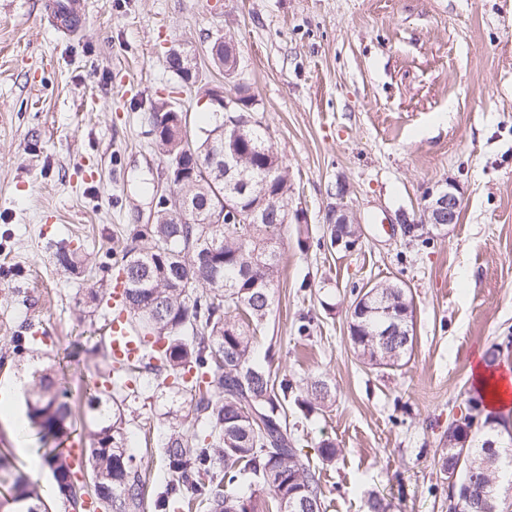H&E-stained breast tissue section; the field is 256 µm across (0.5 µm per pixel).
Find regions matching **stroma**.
Wrapping results in <instances>:
<instances>
[{
  "mask_svg": "<svg viewBox=\"0 0 512 512\" xmlns=\"http://www.w3.org/2000/svg\"><path fill=\"white\" fill-rule=\"evenodd\" d=\"M43 3L0 0V354L25 323L41 333L32 358L0 367V382L85 337L67 370L77 409L64 446L91 443L80 402L107 370L94 344L104 319L79 305L80 291L132 225L152 223L153 192L168 186L156 103L194 126L209 117L168 68V48L194 50L203 82L220 86L207 50L228 33L300 208L279 232L282 271L256 357L272 355L273 371L299 385H329L308 418L288 417L325 512H368L375 495L394 512H448L437 461L449 424L469 412L473 355L512 336V0H92L64 37ZM445 180L461 193L458 224L409 240L402 220ZM340 182L362 229L348 252L322 244ZM61 246L88 255L82 275L58 263ZM384 281L413 297V350L394 370L361 363L349 333L357 294ZM142 385L149 403L128 402L126 415L152 512L165 421L151 414L163 400L155 380ZM324 440L338 448L328 465ZM41 446L33 431L19 451L0 418V455L65 512L52 469L37 464Z\"/></svg>",
  "mask_w": 512,
  "mask_h": 512,
  "instance_id": "35a3bbf8",
  "label": "stroma"
}]
</instances>
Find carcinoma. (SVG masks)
Listing matches in <instances>:
<instances>
[{"instance_id":"carcinoma-1","label":"carcinoma","mask_w":512,"mask_h":512,"mask_svg":"<svg viewBox=\"0 0 512 512\" xmlns=\"http://www.w3.org/2000/svg\"><path fill=\"white\" fill-rule=\"evenodd\" d=\"M154 131L165 159L194 170V180L175 187L178 197L156 223L130 230V243L114 262L125 277V310L142 339V352L132 362L108 363L103 382L112 387V395L96 391L87 397V416L97 427L90 447L83 449L90 483L78 482L59 449H48L62 500L75 512L90 493L104 512H140L143 480L130 451L123 402L135 395L130 384L136 374L146 371L187 405L185 420L171 424L160 439L164 491L154 500V512H256L252 498L233 491L244 482L268 491L276 512H323L320 477L303 457L299 440L288 436L287 412L291 397L300 415L308 416L313 403L329 396L327 384L315 381L303 392L258 362L253 350V337L269 314L279 281L277 232L292 198L282 157L267 129L253 128L243 161L250 169V189L237 202L248 209L263 200L265 214L263 223L245 224L224 212V120L214 114L209 125L192 133L183 113L159 112ZM184 196L190 198L187 214L177 208ZM212 215L223 217V223H204ZM58 262L75 271L79 252L64 247ZM369 291L373 295L351 312L354 351L370 366L399 367L413 347V299L398 284ZM109 295L108 288H90L86 298L96 312L106 309ZM398 325L399 334L382 336ZM34 328L29 322L11 337L1 365L34 351ZM79 350L77 342L56 365L32 373L26 424L46 438L66 432L72 410L56 375ZM504 430L505 424L487 416L473 433H448L440 471L448 469L460 443L470 448L458 479L469 480L478 506L462 512H498ZM0 485L9 487V512H48L36 484L2 457Z\"/></svg>"}]
</instances>
